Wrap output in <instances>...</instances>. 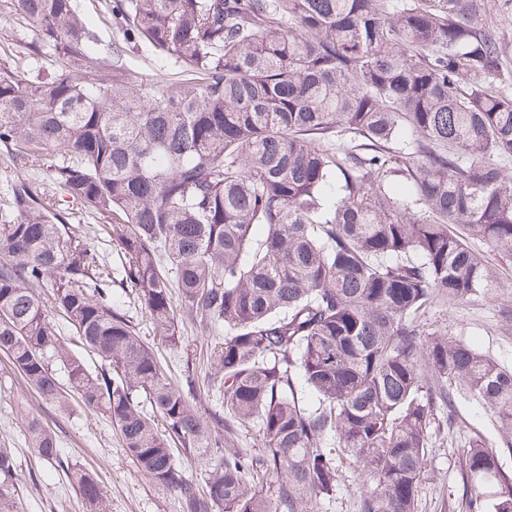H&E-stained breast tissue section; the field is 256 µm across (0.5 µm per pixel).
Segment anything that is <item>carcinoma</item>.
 Segmentation results:
<instances>
[{
  "label": "carcinoma",
  "mask_w": 512,
  "mask_h": 512,
  "mask_svg": "<svg viewBox=\"0 0 512 512\" xmlns=\"http://www.w3.org/2000/svg\"><path fill=\"white\" fill-rule=\"evenodd\" d=\"M486 2L99 0L118 45L78 0H12L35 39L30 76L0 74V149L33 175L0 201V352L57 411L106 414L180 512H306L343 455L358 512H416L437 414L455 426L449 387L511 453L512 370L421 323L493 287L470 240L512 258V70ZM141 46L177 77L144 82L124 60ZM63 201L109 220L116 265ZM114 288L172 351L180 312L214 337L211 406L169 380ZM251 424L264 454L224 452ZM25 430L62 465L48 420ZM267 471L286 478L275 506L254 489ZM460 473L462 512H512V472L480 437ZM68 478L108 512L94 472ZM0 512H25L1 447ZM86 22L98 33L103 43L122 41V34L115 30L98 8V0H79Z\"/></svg>",
  "instance_id": "obj_1"
}]
</instances>
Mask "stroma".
Segmentation results:
<instances>
[{
	"label": "stroma",
	"mask_w": 512,
	"mask_h": 512,
	"mask_svg": "<svg viewBox=\"0 0 512 512\" xmlns=\"http://www.w3.org/2000/svg\"><path fill=\"white\" fill-rule=\"evenodd\" d=\"M8 0H0V72L27 76L32 58V27L16 19H4ZM499 273L497 287L456 303L437 302L424 316L426 328L465 341L512 369V258L503 257L484 242H476ZM137 323L146 343L165 355L169 376L178 383L203 376L207 369L210 339L193 327H185L177 351H170L155 336L144 315ZM457 424L441 430L425 462V480L417 512H453L460 497L459 458L469 436L477 434L490 447H500V434L490 412L475 400L458 394L453 398ZM54 419L60 446L71 465L94 471L105 487L109 512H179L173 491L148 480L132 459L105 414L74 409L60 414L29 389L0 354V446L13 449L19 492L26 512H85L66 474L40 461L28 450L24 422L29 416ZM341 488L332 499H319L310 512H357L360 482L349 462H341Z\"/></svg>",
	"instance_id": "obj_1"
}]
</instances>
